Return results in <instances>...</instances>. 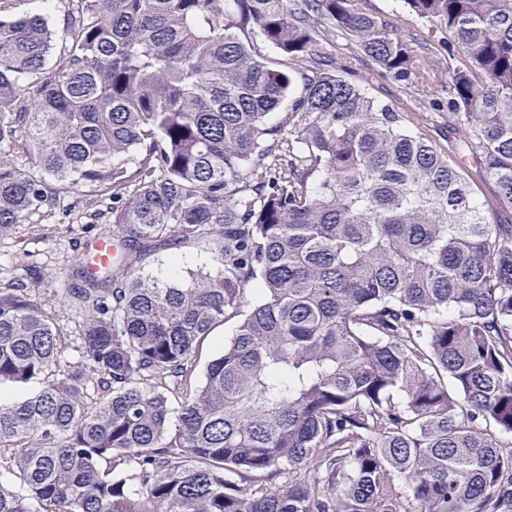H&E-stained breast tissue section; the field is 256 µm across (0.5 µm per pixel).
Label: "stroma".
I'll return each mask as SVG.
<instances>
[{
    "instance_id": "1",
    "label": "stroma",
    "mask_w": 512,
    "mask_h": 512,
    "mask_svg": "<svg viewBox=\"0 0 512 512\" xmlns=\"http://www.w3.org/2000/svg\"><path fill=\"white\" fill-rule=\"evenodd\" d=\"M328 54L353 72L356 80L380 102L392 105L439 136L443 120L438 113L422 107L426 94L443 95L444 81L437 80L428 90L406 86L384 77L367 57L347 48L344 41L328 47ZM91 190L75 189L65 195L61 207L53 215H29L7 232L0 234V283H6L24 269L39 272L37 293L42 300L54 303L55 314L65 334H72L78 326V317L71 306L57 302L56 295L68 279L78 254L84 253L87 243L95 236L108 232L107 224H89L82 216L85 201ZM178 261L183 272L211 268L210 253L200 248H181L155 252L143 263L145 273L163 277L169 272L171 261Z\"/></svg>"
}]
</instances>
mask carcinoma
<instances>
[{
	"label": "carcinoma",
	"instance_id": "obj_1",
	"mask_svg": "<svg viewBox=\"0 0 512 512\" xmlns=\"http://www.w3.org/2000/svg\"><path fill=\"white\" fill-rule=\"evenodd\" d=\"M59 3L60 35L0 0V233L88 184L114 253L61 295L85 364L34 270L0 284V384H40L0 399V512H512V224L472 178L512 206V0H403L448 32L425 62L367 0ZM338 37L446 74L448 146ZM325 51L336 56L338 62L346 65L355 74V79L380 102L392 105L400 112H408L412 119L431 129L432 136L441 145H447L439 128L443 125V119L438 112H432L422 107L420 101L428 95V90L433 95L444 96L446 80L438 78L424 92L419 87L405 86L390 78H385L377 67L364 55H358L352 49L345 46V42L338 40L336 46H328ZM480 191V199L484 202L488 210L494 214V216L500 220H506L512 222V208L503 207L497 201L494 195V188L489 183L481 182L477 179ZM177 258L182 275L188 278V272L209 269L214 262L212 255L202 248H181L155 252L143 263L144 272L164 277L168 274L172 258ZM237 325V319L228 321L223 326L218 327L209 338L199 347L198 360L199 367L197 370V380L200 381L203 376V370L206 364L217 354L219 348L234 333Z\"/></svg>",
	"mask_w": 512,
	"mask_h": 512
}]
</instances>
